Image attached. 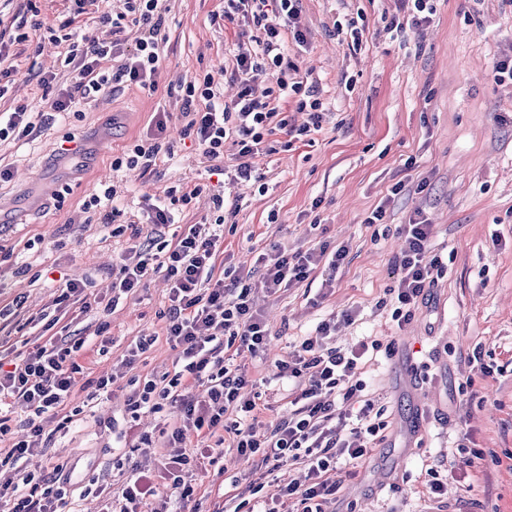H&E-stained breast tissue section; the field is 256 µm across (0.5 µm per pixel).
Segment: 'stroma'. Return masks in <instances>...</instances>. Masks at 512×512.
<instances>
[{
  "label": "stroma",
  "instance_id": "35a3bbf8",
  "mask_svg": "<svg viewBox=\"0 0 512 512\" xmlns=\"http://www.w3.org/2000/svg\"><path fill=\"white\" fill-rule=\"evenodd\" d=\"M37 5L48 24L69 21L90 33L100 16L120 11L123 0H95L89 14L76 18L68 0ZM434 5L430 24L416 28L410 0H299L307 44L289 45L288 54L305 88L321 99L323 119L319 130L299 138L266 131V150L253 160L257 182L230 180L236 159L229 143L225 174H213L177 118L181 87L203 75L212 76L225 99L238 91L228 48L242 28L225 21L224 0H166L158 91L124 85L64 121L50 113L70 81L61 46L47 38L12 45L17 67L0 113L26 103L47 119L29 142L0 141V166L14 172L12 181L0 184V299H24L14 322L0 324V355L24 351L25 341L37 335L26 319L52 305L64 278H80L91 308L71 309L66 336L95 341L98 324L106 321L112 339L107 353L86 360L90 376L110 375L140 335L156 343L133 375H174L179 352L163 337L168 298L162 276L150 275L137 292L111 305L112 271L130 241L113 236L99 212H84L82 204L100 183L114 185L119 223L138 225L145 243L171 231L148 224L142 196L200 184L203 193L180 208V221L204 222L212 215V196H223L218 266L247 280L271 328L265 352L233 357L267 406L263 423L291 412L277 363L322 320L352 312V322L336 330L337 346L360 340L382 346L361 377L384 410L385 438L356 475L345 476L326 512H512V82L490 76L497 61L512 56V0ZM350 21L365 29L360 44L337 30ZM47 71L56 78L40 86ZM160 107L176 115L173 156H160L146 171L113 170V159L145 137ZM69 137L88 150L78 174L53 161ZM64 183L68 194L54 200L52 190ZM380 205L382 223H368ZM417 211L432 226L428 254L440 257L445 269L413 320L400 327L391 317L395 260L405 248L400 227ZM323 244L349 248L334 288L322 291L316 272L287 291L265 292L260 253L274 245L294 252ZM483 364L489 375L480 372ZM129 393L121 380L106 399L78 392L79 420L63 429L48 422L49 445L26 469L50 480L61 463L78 486L97 483L114 494L132 470L155 471L160 449L113 443V427L128 425ZM474 448L484 459L472 460ZM255 471L236 449L224 448L215 466L194 477L195 496L205 512L221 499L229 512H262L278 486L300 476L298 466L282 467L253 495L246 487ZM434 476L447 486L438 503L429 489Z\"/></svg>",
  "mask_w": 512,
  "mask_h": 512
}]
</instances>
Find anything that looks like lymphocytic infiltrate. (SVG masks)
Masks as SVG:
<instances>
[{
  "instance_id": "f902f5d3",
  "label": "lymphocytic infiltrate",
  "mask_w": 512,
  "mask_h": 512,
  "mask_svg": "<svg viewBox=\"0 0 512 512\" xmlns=\"http://www.w3.org/2000/svg\"><path fill=\"white\" fill-rule=\"evenodd\" d=\"M251 20L261 30L256 43L237 42L235 72L241 89L236 99L225 101L211 76L187 84L182 94L181 115L185 134L191 135L207 161L224 157L226 141H233L237 178L251 179V160L261 151L263 131L277 125L285 134L309 135L319 130L323 104L319 99L300 96L298 65L289 57L287 39L304 43L298 28L297 0H224V17ZM102 29L92 35L61 34L67 51L64 64L74 81L63 89L51 109L63 115L74 110L77 101H89L120 83L156 91L167 41L161 0H125L124 12L101 21ZM136 29L134 45H127L124 33ZM259 72L270 73L280 99L299 95V110L309 113L301 127L290 126L286 113L271 102L256 98L251 79ZM171 115L156 112L147 139L128 145L116 157L113 168L127 165L150 166L159 154L173 155L165 133ZM215 219L211 223L177 225L173 208L162 198L145 199L148 223L174 226L170 240L158 249L140 245L139 230L130 237L129 250L112 282L115 296L129 295L141 288L149 273L164 274L170 284L165 332L172 348L178 349L182 367L168 380L147 379L129 394L127 410L132 420L156 413L163 406L176 408L178 417L162 442L166 462L157 473L137 472L120 494L102 500L100 512H169L171 491L188 499L192 489L187 474L214 464L215 449L225 440L245 460L276 470L286 463L302 465L300 479L280 487L271 507L264 512H324L329 496L340 488L338 476L344 465L366 457L373 444L381 441L384 422L369 421L371 399L363 398L366 384L358 370L369 351L365 342L348 348L334 344L335 319L322 321L316 335L304 338L287 361L280 364V376L297 390L287 420L270 426L266 436L256 438L255 423L262 408L244 397L249 379L245 371L231 364L227 353L234 346L250 352L262 351L271 335L264 316L255 309L249 286L228 288L216 273L217 260L224 252V199L213 196ZM403 230L408 247L396 261L400 273L392 318L408 324L415 308L435 284L439 261H425L431 227L422 218L410 219ZM347 256L346 247H319L285 254L279 249L260 254L263 284L275 294L303 281L317 269H327L323 287H333L335 272ZM84 344L66 343L49 337L26 350L21 359L0 361V437L10 436L11 446L0 452V512H68L71 492L65 484L51 486L43 477L23 470V459L44 452L49 439L45 418L71 423V398L80 385ZM202 396H195V388ZM22 404L28 416L18 436L2 408ZM235 421H227L228 413Z\"/></svg>"
}]
</instances>
